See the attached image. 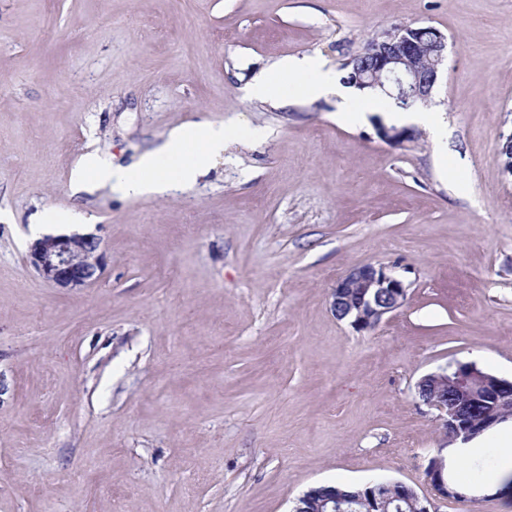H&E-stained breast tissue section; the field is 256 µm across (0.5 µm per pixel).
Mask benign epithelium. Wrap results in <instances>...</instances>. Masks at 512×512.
Returning a JSON list of instances; mask_svg holds the SVG:
<instances>
[{"mask_svg": "<svg viewBox=\"0 0 512 512\" xmlns=\"http://www.w3.org/2000/svg\"><path fill=\"white\" fill-rule=\"evenodd\" d=\"M359 56L362 69L344 78L358 87L379 86L404 90L409 87L420 100L431 97L438 72L448 61V37L439 29L414 23L395 24L366 42ZM28 258L44 281L62 288L92 284L103 271L100 239L88 234L44 235L30 246ZM407 285L383 265L363 264L348 270L331 291V308L337 319L357 330L375 327L382 318L402 306ZM431 388L422 403L439 412L450 441H467L494 423L512 417V382L498 381L474 392L470 377L457 373L428 374L420 379ZM453 395H448V390ZM473 400L488 406L478 420L468 419L462 409ZM429 484L439 497L460 498L445 477L443 464L434 462ZM336 507V497L327 485L310 489L297 501L293 512H325Z\"/></svg>", "mask_w": 512, "mask_h": 512, "instance_id": "7a95c632", "label": "benign epithelium"}]
</instances>
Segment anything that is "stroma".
Wrapping results in <instances>:
<instances>
[{
    "label": "stroma",
    "mask_w": 512,
    "mask_h": 512,
    "mask_svg": "<svg viewBox=\"0 0 512 512\" xmlns=\"http://www.w3.org/2000/svg\"><path fill=\"white\" fill-rule=\"evenodd\" d=\"M398 22L448 37L428 111L288 106L246 88L278 60L341 69ZM235 130L165 196L75 197L91 153L128 167L175 129ZM512 0H0V512H293L308 490L470 467L417 382L482 353L512 381ZM101 241L82 288L33 241ZM380 264L407 285L369 330L330 292ZM436 512H512V482ZM391 114V121L393 123H417L426 126H431L436 130L439 129L441 121L434 112H388ZM100 239L92 234L44 235L30 246L28 258L44 281L62 288L92 284L103 271Z\"/></svg>",
    "instance_id": "obj_1"
}]
</instances>
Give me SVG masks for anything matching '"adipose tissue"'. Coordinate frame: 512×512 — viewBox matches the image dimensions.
I'll return each instance as SVG.
<instances>
[{
  "label": "adipose tissue",
  "mask_w": 512,
  "mask_h": 512,
  "mask_svg": "<svg viewBox=\"0 0 512 512\" xmlns=\"http://www.w3.org/2000/svg\"><path fill=\"white\" fill-rule=\"evenodd\" d=\"M311 98L333 94L343 100L364 103V110L381 105L373 91L359 89L338 81L332 69L312 57H287L276 63L273 76L257 78L249 87L253 99L288 101V85ZM364 110L347 112L349 121H359ZM232 135L231 129L209 122L197 123L172 131L163 144L144 153L131 167L116 168L111 161L97 155L85 158L71 177L73 193L91 191L99 186L111 187L120 194L164 195L178 187L196 182L210 168Z\"/></svg>",
  "instance_id": "ef3b65f1"
}]
</instances>
